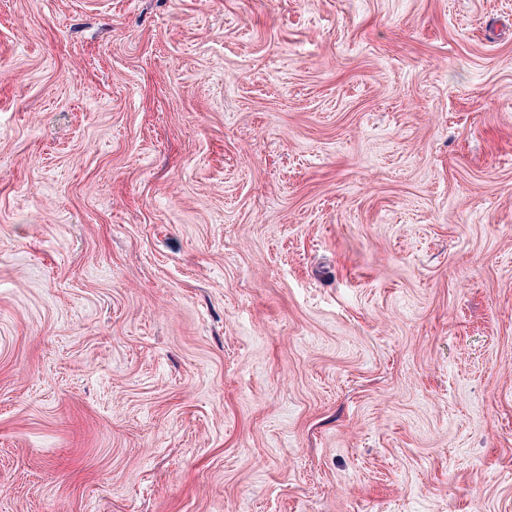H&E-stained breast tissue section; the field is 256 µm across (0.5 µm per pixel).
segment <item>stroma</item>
I'll return each mask as SVG.
<instances>
[{"label":"stroma","mask_w":512,"mask_h":512,"mask_svg":"<svg viewBox=\"0 0 512 512\" xmlns=\"http://www.w3.org/2000/svg\"><path fill=\"white\" fill-rule=\"evenodd\" d=\"M0 512H512V0H0Z\"/></svg>","instance_id":"stroma-1"}]
</instances>
